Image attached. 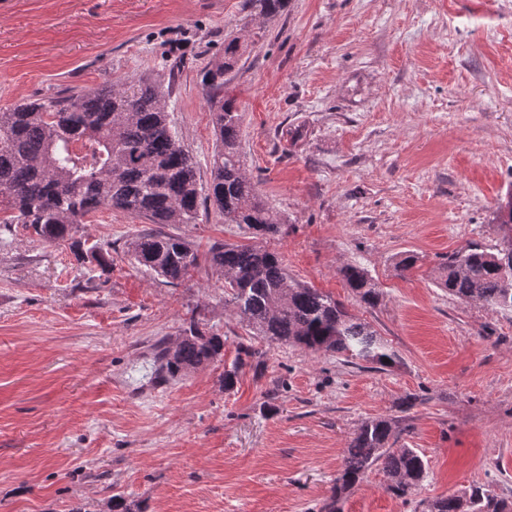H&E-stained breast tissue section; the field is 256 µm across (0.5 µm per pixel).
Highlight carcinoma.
<instances>
[{"instance_id": "cac0c4a2", "label": "carcinoma", "mask_w": 512, "mask_h": 512, "mask_svg": "<svg viewBox=\"0 0 512 512\" xmlns=\"http://www.w3.org/2000/svg\"><path fill=\"white\" fill-rule=\"evenodd\" d=\"M288 0H246L250 15L271 19ZM248 49L239 36L224 39V59L202 73L219 145L211 178L201 187L195 158L180 144L169 120L162 85L139 78L94 90L61 93L0 112V230L21 224L50 244L69 242L81 259L105 267L109 251L72 239L77 224L101 208L147 219L152 224H192L201 192L224 215V223L245 226L252 238L274 236L281 224L247 177L239 152L242 115L224 91V74ZM128 253L146 270L178 286L191 277L199 255L183 238L162 232L136 233ZM207 262L224 280L236 315L253 335L297 346L310 353H333L348 364L385 370L399 355L343 304L288 276L278 253L256 244L215 243ZM344 287L368 307L381 292L368 270L357 264L340 269ZM436 285L465 303L512 311V239L490 249L472 241L435 269ZM155 381L205 368L224 356V337L191 325L173 344L153 345ZM262 352L239 344L224 367V390L234 389L239 370L261 364ZM399 420L363 421L350 438L329 501L321 512H340L347 494L379 467L387 489L407 501L427 476L428 463L415 448H398ZM420 512H512V502L489 485H473L424 499ZM107 512H141L123 493L106 502Z\"/></svg>"}]
</instances>
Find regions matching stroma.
Segmentation results:
<instances>
[{
  "label": "stroma",
  "mask_w": 512,
  "mask_h": 512,
  "mask_svg": "<svg viewBox=\"0 0 512 512\" xmlns=\"http://www.w3.org/2000/svg\"><path fill=\"white\" fill-rule=\"evenodd\" d=\"M244 2L0 0V110L154 78L205 183L216 135L200 72L244 36L225 89L247 174L282 223L263 244L400 362L377 371L265 342L262 367L225 390L250 335L207 262L168 286L127 253L148 221L106 208L75 230L110 245L106 269L13 225L0 235V512H95L117 492L142 512H320L350 437L379 416L429 463L415 499L479 484L512 499V312L433 281L457 247L502 239L512 0H288L268 20ZM167 231L202 254L249 240L205 198L196 223ZM404 251L420 262L402 275ZM347 264L377 282L376 307L344 288ZM192 320L223 335L222 361L156 384L154 343ZM341 510L413 507L375 469Z\"/></svg>",
  "instance_id": "stroma-1"
}]
</instances>
